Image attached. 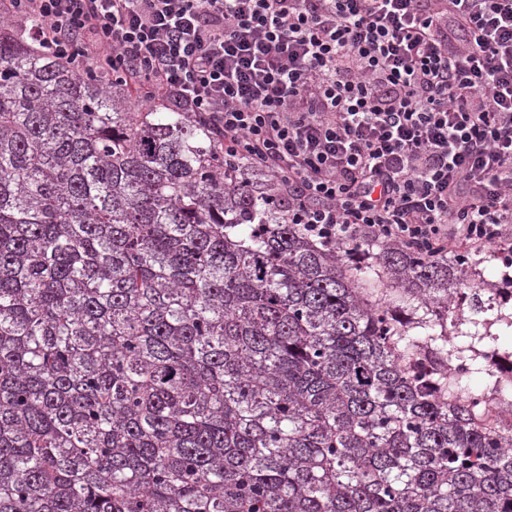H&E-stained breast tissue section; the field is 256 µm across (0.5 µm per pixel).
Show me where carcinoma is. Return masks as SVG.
<instances>
[{"mask_svg":"<svg viewBox=\"0 0 512 512\" xmlns=\"http://www.w3.org/2000/svg\"><path fill=\"white\" fill-rule=\"evenodd\" d=\"M128 96L0 26V512H512L475 260L286 224ZM484 291L488 294V303L491 306L487 315L484 314L482 318L473 317L462 320L448 331V373L459 378L469 375L461 380L462 386L468 390L483 388L478 396L483 407L493 408L496 406L510 412L512 397L503 395L500 388L502 387L506 395L512 394V390L508 384L501 385L500 383L503 378L508 379L512 373V354H501L505 351L512 353L511 329H500L499 325H494L499 313L495 319H491L488 312L498 308V304L501 302L495 293H491L487 289ZM490 329L493 335L498 336L496 347L499 348L500 353L497 351L491 353L483 349L485 341L493 338L490 336ZM462 337H465L466 341L461 343L460 338ZM491 355H494L497 360ZM502 361H506L508 364L502 363ZM478 364H481L480 368H475ZM474 370H480L486 376V385L482 374L473 373Z\"/></svg>","mask_w":512,"mask_h":512,"instance_id":"obj_1","label":"carcinoma"}]
</instances>
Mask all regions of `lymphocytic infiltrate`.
Wrapping results in <instances>:
<instances>
[{"mask_svg":"<svg viewBox=\"0 0 512 512\" xmlns=\"http://www.w3.org/2000/svg\"><path fill=\"white\" fill-rule=\"evenodd\" d=\"M0 18L203 115L287 223L431 257L500 245L512 268V0H0Z\"/></svg>","mask_w":512,"mask_h":512,"instance_id":"f902f5d3","label":"lymphocytic infiltrate"}]
</instances>
